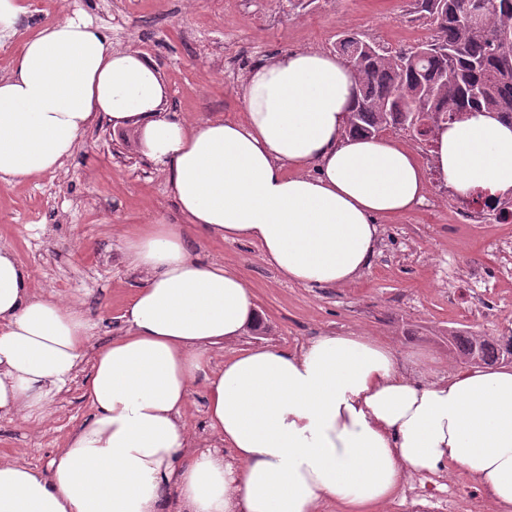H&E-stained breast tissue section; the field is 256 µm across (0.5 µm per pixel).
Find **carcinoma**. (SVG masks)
<instances>
[{
    "label": "carcinoma",
    "mask_w": 512,
    "mask_h": 512,
    "mask_svg": "<svg viewBox=\"0 0 512 512\" xmlns=\"http://www.w3.org/2000/svg\"><path fill=\"white\" fill-rule=\"evenodd\" d=\"M432 20V39L410 50L388 52L352 33L336 52L357 79L348 135L375 136L409 130L429 143L436 130L471 112L486 111L512 126V0H497L480 21L467 22L477 0H412ZM461 356L479 355L488 365L512 353L503 341L455 333Z\"/></svg>",
    "instance_id": "cac0c4a2"
}]
</instances>
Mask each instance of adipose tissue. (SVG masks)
Masks as SVG:
<instances>
[{"instance_id": "adipose-tissue-1", "label": "adipose tissue", "mask_w": 512, "mask_h": 512, "mask_svg": "<svg viewBox=\"0 0 512 512\" xmlns=\"http://www.w3.org/2000/svg\"><path fill=\"white\" fill-rule=\"evenodd\" d=\"M355 79L315 49L256 62L237 96L241 121L169 117L144 53L118 50L73 12L23 42L0 77V179L29 180L108 123L132 130L167 173L177 224H140L123 261L141 276L124 331L87 355L89 320L37 295L0 247V420H41L84 357L90 420L45 469L0 459V512H376L416 473L463 470L494 512H512V365L437 374L363 334L298 349L212 348L256 325L243 277L201 259L194 238L246 240L289 283L344 287L369 267L378 218L422 204L415 153L393 137H351ZM432 162L466 197L512 192V127L485 112L438 131ZM203 383L207 446L183 413Z\"/></svg>"}]
</instances>
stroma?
<instances>
[{
  "label": "stroma",
  "instance_id": "stroma-1",
  "mask_svg": "<svg viewBox=\"0 0 512 512\" xmlns=\"http://www.w3.org/2000/svg\"><path fill=\"white\" fill-rule=\"evenodd\" d=\"M16 35L0 41V75L22 38L81 10L113 48L146 53L169 90L171 115L199 123L241 120L236 88L258 60L293 49L335 51L355 31L384 49L430 39L411 0H25ZM428 193L412 212L380 219L371 267L353 286L284 282L246 241L195 240L206 259L239 273L262 313L256 327L212 350L213 364L242 347L297 348L312 337L376 336L399 353L460 367L449 331L512 336V223L459 220L443 175L427 172ZM165 173L142 156L132 131L89 129L64 165L34 180H0V244L30 272L37 293L75 303L93 326L91 348L118 335L140 283L122 264L123 232L135 224L180 223ZM89 364L55 394L40 425L0 421V457L45 468L92 411L83 384ZM432 493L408 480L379 512H441L440 494L467 488L469 512H490L480 488L459 470L428 475Z\"/></svg>",
  "mask_w": 512,
  "mask_h": 512
}]
</instances>
